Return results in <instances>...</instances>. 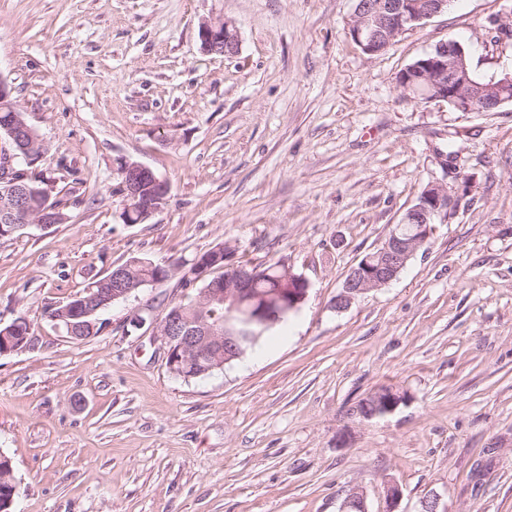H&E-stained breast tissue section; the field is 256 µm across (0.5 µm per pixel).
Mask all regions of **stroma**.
Instances as JSON below:
<instances>
[{
	"mask_svg": "<svg viewBox=\"0 0 512 512\" xmlns=\"http://www.w3.org/2000/svg\"><path fill=\"white\" fill-rule=\"evenodd\" d=\"M355 0H0V77L45 140L36 165L67 223L0 238V455L13 512H512V104L461 112L396 82L435 44L475 72L512 70V0H451L369 55ZM230 20L239 50L203 52ZM454 146L455 173L438 153ZM166 178L149 223L119 217L120 158ZM446 180L447 223L389 284L332 302L423 188ZM288 262L310 283L258 350L213 374L172 373L154 322L189 291L139 289L77 343L47 311L134 257ZM145 325H138L137 317ZM393 413H355L377 387ZM199 38L204 52L231 57L238 51L239 35L234 22L206 21L199 26Z\"/></svg>",
	"mask_w": 512,
	"mask_h": 512,
	"instance_id": "1",
	"label": "stroma"
}]
</instances>
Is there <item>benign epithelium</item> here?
Returning <instances> with one entry per match:
<instances>
[{
	"mask_svg": "<svg viewBox=\"0 0 512 512\" xmlns=\"http://www.w3.org/2000/svg\"><path fill=\"white\" fill-rule=\"evenodd\" d=\"M448 0H366L356 6L349 23L348 34L352 42L363 52L371 55L386 50L402 32L425 22L445 11ZM199 38L204 52L231 57L238 51L239 35L234 22L228 20L206 21L199 26ZM399 84L422 102H449L461 112H473L476 105L482 111L492 112L506 103H512V71L504 72L489 82L479 84L473 79L463 45L451 40L442 42L438 49L425 54L417 75L401 72ZM20 108L13 87L0 77V112H18ZM0 135L5 143L0 144V186L7 185L13 191V205L3 211V220H15L14 208L25 207L27 186L25 180L32 165V146L26 145L32 132L26 124L4 127ZM120 188L128 198L136 200L145 181L152 182L156 193L151 200H144L139 207L140 216L132 220L123 214L125 224L148 223L167 203L169 183L150 167L129 159L122 160L119 170ZM43 205L27 224L49 228L55 224L57 208L50 205V181H45ZM457 207V199L448 191V186L439 182L429 183L415 203L406 211L397 227L383 244L372 254L361 258L346 276L341 291L336 294L334 307L348 308L359 296L380 288L395 279L406 267L418 249L431 237L435 224L445 222ZM224 284L210 285L202 295L195 298L193 311L206 323L193 328L185 317L184 307H171L156 326L154 336L161 342L166 362L173 373H181L193 363L207 364V370L220 367L227 360L225 350L232 344L229 333L221 325L210 321L209 308L224 306V321L237 320L243 323L266 325L288 311H295L305 300L309 282L305 276L293 272L284 264L279 265L282 277L295 282L300 291L295 303H290L275 312L257 310L261 298L256 292L260 269L245 267L237 263H226ZM130 267L124 266L112 273V288L108 299L99 309L127 299L134 288L129 285ZM405 401V394L393 388H379L356 407V414L373 418L390 414ZM341 512H369L366 498L359 491L350 492L344 499Z\"/></svg>",
	"mask_w": 512,
	"mask_h": 512,
	"instance_id": "7a95c632",
	"label": "benign epithelium"
}]
</instances>
